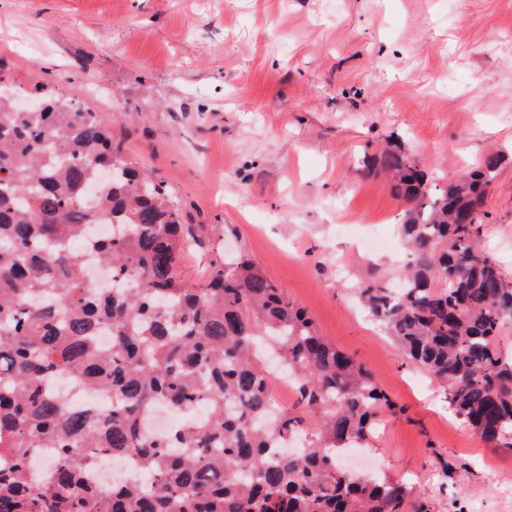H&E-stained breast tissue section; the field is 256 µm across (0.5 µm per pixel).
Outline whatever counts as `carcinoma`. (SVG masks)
Masks as SVG:
<instances>
[{
  "mask_svg": "<svg viewBox=\"0 0 512 512\" xmlns=\"http://www.w3.org/2000/svg\"><path fill=\"white\" fill-rule=\"evenodd\" d=\"M35 100L18 109L0 77V512H405L406 484L338 461L395 412L376 378L243 256L216 257L203 285L186 286L177 264L198 239L168 186L77 93ZM504 163L489 151L440 184L398 149L366 161L408 204L410 261L400 287L358 289L408 362L445 384L456 419L493 446L512 436V357L498 345L512 280L480 241ZM102 216L119 233L92 237ZM78 242L133 287L98 293ZM265 350L318 415L313 429L274 409ZM58 375L108 392L112 409L69 410L48 388ZM158 405L199 416L156 438L143 422ZM292 436L306 444L282 453ZM36 448L52 449L47 477L30 469ZM109 453L137 457L141 480L98 484Z\"/></svg>",
  "mask_w": 512,
  "mask_h": 512,
  "instance_id": "carcinoma-1",
  "label": "carcinoma"
}]
</instances>
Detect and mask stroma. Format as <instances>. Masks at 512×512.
Masks as SVG:
<instances>
[{
	"label": "stroma",
	"mask_w": 512,
	"mask_h": 512,
	"mask_svg": "<svg viewBox=\"0 0 512 512\" xmlns=\"http://www.w3.org/2000/svg\"><path fill=\"white\" fill-rule=\"evenodd\" d=\"M0 69L112 124L202 245L246 254L400 412L363 456L431 512H512V447L490 446L409 365L356 290L393 286L406 208L364 156L399 148L440 179L491 149L481 244L512 278V0H0Z\"/></svg>",
	"instance_id": "stroma-1"
}]
</instances>
